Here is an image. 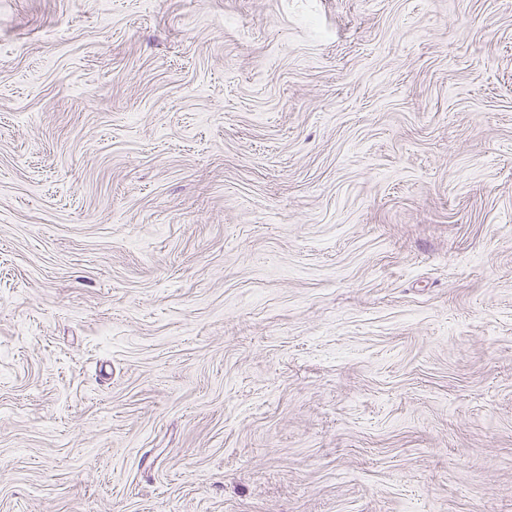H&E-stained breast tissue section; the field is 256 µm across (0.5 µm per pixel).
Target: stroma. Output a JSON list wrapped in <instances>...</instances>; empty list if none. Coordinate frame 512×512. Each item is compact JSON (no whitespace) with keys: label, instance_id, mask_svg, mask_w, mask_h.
Here are the masks:
<instances>
[{"label":"stroma","instance_id":"1","mask_svg":"<svg viewBox=\"0 0 512 512\" xmlns=\"http://www.w3.org/2000/svg\"><path fill=\"white\" fill-rule=\"evenodd\" d=\"M0 512H512V0H0Z\"/></svg>","mask_w":512,"mask_h":512}]
</instances>
